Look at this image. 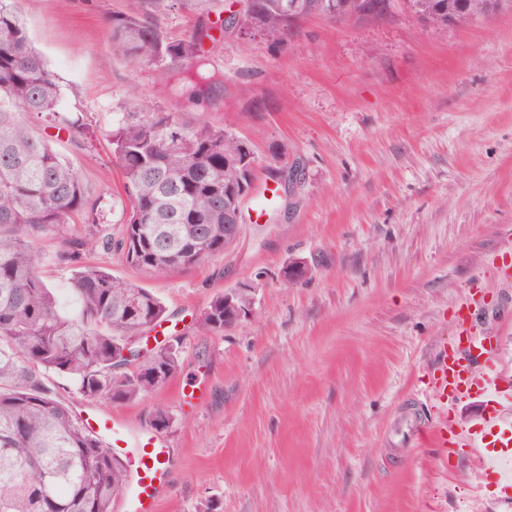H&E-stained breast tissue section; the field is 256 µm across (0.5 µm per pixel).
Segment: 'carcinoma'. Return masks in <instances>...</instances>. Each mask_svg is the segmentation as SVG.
Listing matches in <instances>:
<instances>
[{
  "mask_svg": "<svg viewBox=\"0 0 512 512\" xmlns=\"http://www.w3.org/2000/svg\"><path fill=\"white\" fill-rule=\"evenodd\" d=\"M0 0V512H112L127 482L125 464L87 429L73 410L44 386L47 372L69 377L87 398L140 399L180 368L182 337L158 346L146 359L127 337L167 320L152 291L83 264L100 245L157 277L224 254V159L242 155L244 139L224 127L188 122L139 99L112 116V160L123 172L127 220L112 234L66 240L60 260L73 267L79 312L66 315L39 270L33 242L63 232L78 216L94 219L78 172L36 136L31 119L77 141L80 126L58 111L59 86L14 8ZM166 0H143L112 18V49L139 63L179 65L172 88L208 99L220 83L203 48L207 33L172 37L154 13ZM290 0H250L246 24L280 44ZM468 0H404L430 25L445 29ZM203 335L224 332V293L195 319ZM169 410L158 407L149 425L171 428Z\"/></svg>",
  "mask_w": 512,
  "mask_h": 512,
  "instance_id": "obj_1",
  "label": "carcinoma"
}]
</instances>
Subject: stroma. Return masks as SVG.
Returning a JSON list of instances; mask_svg holds the SVG:
<instances>
[{
	"label": "stroma",
	"instance_id": "stroma-1",
	"mask_svg": "<svg viewBox=\"0 0 512 512\" xmlns=\"http://www.w3.org/2000/svg\"><path fill=\"white\" fill-rule=\"evenodd\" d=\"M135 0H17L83 146L34 131L80 174L100 228L120 237L127 199L112 161V115L132 96L248 140L260 168L290 174L287 199L245 211L235 245L156 278L112 251L86 264L153 291L183 337L181 366L130 403L43 382L78 416L174 423L159 512H512L475 458L444 461L416 427L439 417L428 373L461 334L496 339L512 393V13L446 31L403 6L379 24L299 22L287 41L218 36L205 49L223 77L214 102L172 92L171 67L111 48L113 16ZM41 274L75 312L63 240H36ZM302 261L288 282L281 270ZM252 286L254 304L224 333L192 323L218 292Z\"/></svg>",
	"mask_w": 512,
	"mask_h": 512
}]
</instances>
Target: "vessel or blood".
Here are the masks:
<instances>
[{"label":"vessel or blood","mask_w":512,"mask_h":512,"mask_svg":"<svg viewBox=\"0 0 512 512\" xmlns=\"http://www.w3.org/2000/svg\"><path fill=\"white\" fill-rule=\"evenodd\" d=\"M491 350L490 337L481 333L464 337L462 351H451L444 345L438 350L431 388L445 416L437 429H418L416 438L428 440L440 458L468 454L484 459L494 454L499 462L512 466V432L500 429L496 415L487 414L480 424L467 427L450 412L458 401L473 395L492 402L499 398L496 376L476 368ZM87 423L127 464L129 480L120 493L121 512H159L170 464L165 437L152 429L132 427L122 417L107 412L89 415Z\"/></svg>","instance_id":"b4317fda"}]
</instances>
